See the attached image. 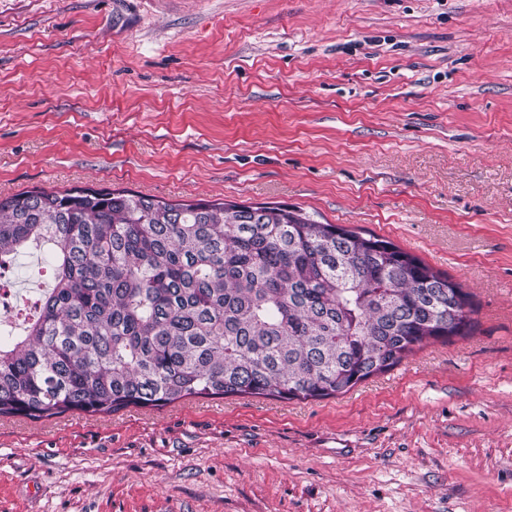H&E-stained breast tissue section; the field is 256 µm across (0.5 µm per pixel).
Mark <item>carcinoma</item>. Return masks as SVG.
<instances>
[{"mask_svg": "<svg viewBox=\"0 0 512 512\" xmlns=\"http://www.w3.org/2000/svg\"><path fill=\"white\" fill-rule=\"evenodd\" d=\"M41 243L54 285L37 317L15 333L0 313V416L331 398L473 329L448 275L286 203L0 197V265Z\"/></svg>", "mask_w": 512, "mask_h": 512, "instance_id": "obj_1", "label": "carcinoma"}]
</instances>
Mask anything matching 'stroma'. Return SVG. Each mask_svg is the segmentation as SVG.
Here are the masks:
<instances>
[{"label": "stroma", "instance_id": "obj_1", "mask_svg": "<svg viewBox=\"0 0 512 512\" xmlns=\"http://www.w3.org/2000/svg\"><path fill=\"white\" fill-rule=\"evenodd\" d=\"M74 187L294 205L474 326L335 398L0 417V512H512V0H0V196Z\"/></svg>", "mask_w": 512, "mask_h": 512}]
</instances>
